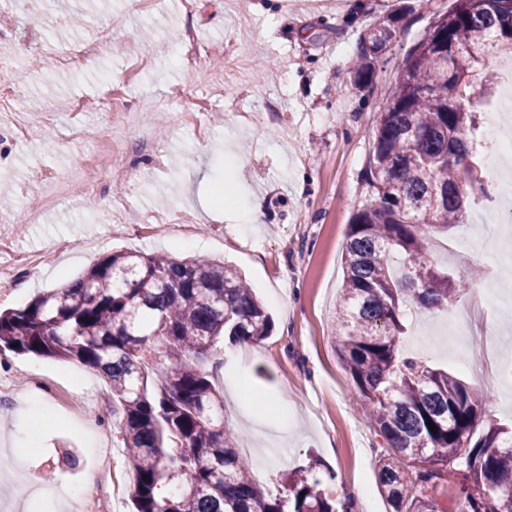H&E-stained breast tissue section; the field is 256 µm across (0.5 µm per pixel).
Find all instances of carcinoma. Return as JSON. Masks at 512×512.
I'll list each match as a JSON object with an SVG mask.
<instances>
[{"instance_id":"1","label":"carcinoma","mask_w":512,"mask_h":512,"mask_svg":"<svg viewBox=\"0 0 512 512\" xmlns=\"http://www.w3.org/2000/svg\"><path fill=\"white\" fill-rule=\"evenodd\" d=\"M397 22L362 36L354 88L370 86ZM501 53H512V0H455L433 18L388 92L348 224L336 349L387 444L377 472L395 512H439L450 475L457 512H512V432L483 422L480 387L399 350L409 307L446 312L471 290L434 261L429 240L485 192L474 87L487 89V60ZM273 327L234 265L119 249L0 311V352L75 360L107 379L136 512H356L312 477L316 459L273 489L260 483L224 422L209 358L224 340L258 345Z\"/></svg>"}]
</instances>
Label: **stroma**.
<instances>
[{
	"mask_svg": "<svg viewBox=\"0 0 512 512\" xmlns=\"http://www.w3.org/2000/svg\"><path fill=\"white\" fill-rule=\"evenodd\" d=\"M454 0H165L141 9L135 0H42L39 14L15 13L0 0V44L14 57L17 81L37 93L0 100V132L39 127L35 138L0 156V181L15 201L0 207V233L28 211L38 221L13 241L17 252L53 250V265L0 294V307H19L42 289L73 278L113 248L175 254L171 225L137 232L148 215L194 225L197 255L226 259L253 284L274 321L261 344L210 363L224 397V420L242 437L249 460H265L272 486L316 453L336 475L338 493H364L358 512H393L377 486L383 440L354 411V385L336 351L335 312L342 283L347 227L366 194L364 175L376 127L397 68L432 18ZM402 19L381 56L370 88L352 89L349 71L373 20L394 11ZM82 28H71L73 12ZM151 39H144L143 29ZM81 41L96 52L77 68L49 58ZM220 105L223 125L209 126L202 103ZM487 146L481 176L490 210L467 213L475 247L449 256L456 229L429 244L437 262L460 277L491 272L512 232V182L499 178ZM132 170L124 181L116 170ZM62 181L90 174L109 185L104 197L74 192L50 205L43 173ZM259 224L240 223L246 210ZM469 331L467 349L448 342V320L424 312L400 343L403 354L478 384L487 420L512 426V287L495 297L463 296L453 307ZM19 392L0 404V512H72L97 464L100 441L87 420L103 421L118 444V417H103L108 384L76 362L37 355H0V376ZM53 381L72 398L91 396L89 415L74 413L33 379ZM56 462L60 484L22 499L9 494L17 472Z\"/></svg>",
	"mask_w": 512,
	"mask_h": 512,
	"instance_id": "obj_1",
	"label": "stroma"
}]
</instances>
